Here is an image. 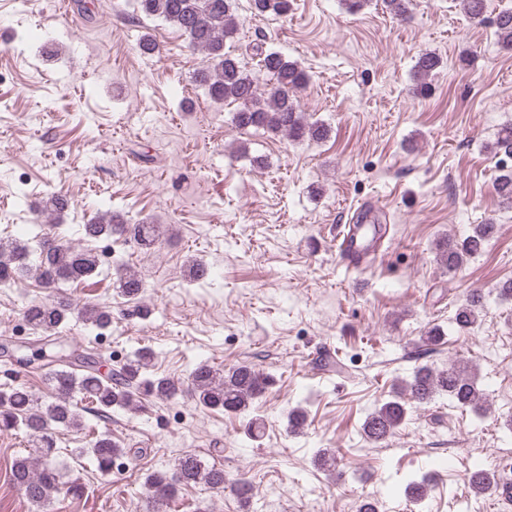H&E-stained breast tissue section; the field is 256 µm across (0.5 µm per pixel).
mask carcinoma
<instances>
[{"label": "carcinoma", "instance_id": "cac0c4a2", "mask_svg": "<svg viewBox=\"0 0 512 512\" xmlns=\"http://www.w3.org/2000/svg\"><path fill=\"white\" fill-rule=\"evenodd\" d=\"M468 16L482 23L485 20L486 0H462ZM256 15L288 14L290 0H252ZM135 9L146 18H158L178 28L185 36L187 47L205 54L208 64L195 74L196 83L211 100L237 105L232 122L240 130L262 129L273 135H282L292 141H321L328 128L312 121L300 108L297 92L302 89L308 75L296 62L277 51L264 50L263 45L253 47L259 70L268 76L261 84L259 78L242 66L239 59L225 50L226 39L238 30L239 17L235 0H135ZM495 34L501 47L512 52V8L500 10L493 19ZM441 64L440 58L425 52L415 65L413 94L427 98L432 94L428 78ZM496 155L512 156V123L503 125L490 146ZM497 196L512 205V165L498 163L494 181ZM495 231L492 223L479 224L472 235L461 241L448 239L438 244L439 259L448 271H455L480 254ZM88 244H73L55 237L40 245L38 261L29 262V248L19 241H0V284H7L31 273L47 289H58L65 283L80 282L93 275L100 265L95 249L89 243L103 237L131 236L140 249L151 251L159 242L158 224H128L123 216L112 213L83 225ZM116 288L130 300L141 299L145 285L134 271L124 268L117 273ZM483 307V296L472 294L457 308L455 323L469 328L477 323ZM77 314L86 325L98 332L112 326V314L97 305L84 304L74 308L64 298L33 304L24 310V317L35 332L49 339L53 365L47 372L52 389V401L38 402L34 391L25 384L0 390V432L22 431L40 449L36 460L19 457L11 469V481L34 505L44 507L52 493L65 488V494L79 498L82 487L77 481H62L56 454L55 431L78 426L80 414L98 417L109 415L114 409L132 407L136 397L150 396L176 401L189 394L195 404L205 410L240 415L263 396L269 376L259 372L247 362L221 370L202 362L194 367L188 382L183 384L151 371L155 353L149 346H141L122 363L101 371L88 357L71 361L73 352L62 339V329L71 314ZM440 395L456 407L477 411L483 408L484 393L479 388L472 367L451 362L439 369L419 364L411 375L396 387L395 395L375 408L363 424L367 438L380 442L393 435L406 418V401L429 402ZM76 457L90 456L98 470L106 473L115 459L128 454L108 434H100L90 441V447L74 450ZM149 490L150 508L147 512H160L175 494L186 488L202 484L222 492L229 487L243 502L254 495V486L245 479L226 482L224 469L203 463L195 455L178 459L175 469L154 471L145 477Z\"/></svg>", "mask_w": 512, "mask_h": 512}]
</instances>
